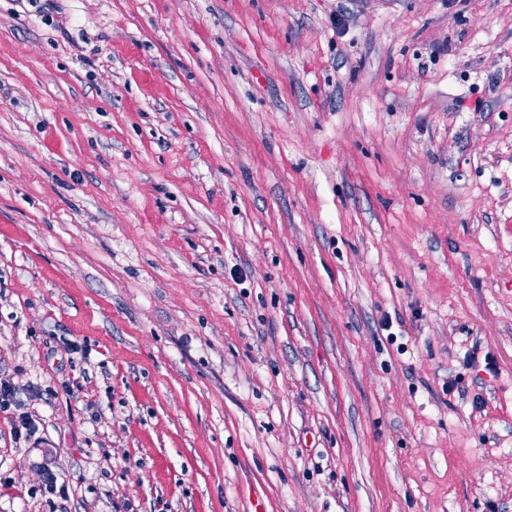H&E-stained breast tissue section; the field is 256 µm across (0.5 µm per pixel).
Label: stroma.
Returning <instances> with one entry per match:
<instances>
[{"label":"stroma","instance_id":"obj_1","mask_svg":"<svg viewBox=\"0 0 512 512\" xmlns=\"http://www.w3.org/2000/svg\"><path fill=\"white\" fill-rule=\"evenodd\" d=\"M0 377V512H512V0H0ZM17 391L7 379L0 378V411L7 412L14 406L17 413L11 416V433L15 439L25 440L33 437L38 431L36 420L28 411H21L22 403L17 399Z\"/></svg>","mask_w":512,"mask_h":512}]
</instances>
